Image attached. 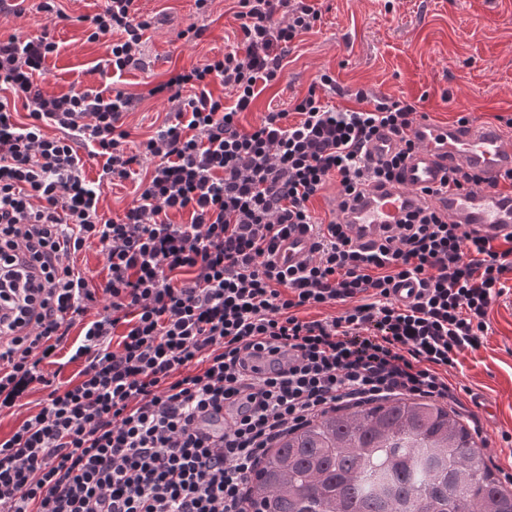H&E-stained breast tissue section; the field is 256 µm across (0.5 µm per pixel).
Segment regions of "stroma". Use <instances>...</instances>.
I'll use <instances>...</instances> for the list:
<instances>
[{
  "label": "stroma",
  "instance_id": "obj_1",
  "mask_svg": "<svg viewBox=\"0 0 512 512\" xmlns=\"http://www.w3.org/2000/svg\"><path fill=\"white\" fill-rule=\"evenodd\" d=\"M39 0H23L21 13L0 11V38L35 37L51 30L59 52L46 63L43 87L51 93L73 88L137 97L123 118L130 148L154 136L171 110L150 96L169 71L199 66L240 45L242 32L235 0H210L198 12L195 0H139L155 17L147 31L142 68L120 79L97 71L104 46L86 40L81 16L99 11L105 0H62L69 19L51 25ZM321 18L291 47L280 82L264 89L239 125L248 131L268 108H288L307 94L318 74L336 79L341 95L332 101L356 107L354 90L365 89L415 103L418 112L442 122L459 116L497 125L512 118V0H316ZM205 26L204 36L188 43L178 33L189 23ZM483 346L464 350L448 377L469 389L461 400L480 419L482 452L494 467L512 473L503 432L512 433V279L488 310Z\"/></svg>",
  "mask_w": 512,
  "mask_h": 512
}]
</instances>
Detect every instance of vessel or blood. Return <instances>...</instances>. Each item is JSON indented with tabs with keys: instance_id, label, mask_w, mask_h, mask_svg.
<instances>
[{
	"instance_id": "b4317fda",
	"label": "vessel or blood",
	"mask_w": 512,
	"mask_h": 512,
	"mask_svg": "<svg viewBox=\"0 0 512 512\" xmlns=\"http://www.w3.org/2000/svg\"><path fill=\"white\" fill-rule=\"evenodd\" d=\"M415 147L401 165L400 177L375 184L347 201H333L339 222L349 225L351 236L369 242L389 234L415 208L433 207L447 215L450 223L462 224L483 234L512 233V197L503 196L496 184L512 169V138L502 130L476 122L441 125L418 118L413 126ZM402 145L387 131H379L367 145L371 160L386 159ZM475 171L480 186L435 195L449 169ZM312 241L302 233L283 240L277 252L282 266L295 267L310 256Z\"/></svg>"
}]
</instances>
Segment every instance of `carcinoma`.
I'll return each mask as SVG.
<instances>
[{
  "label": "carcinoma",
  "instance_id": "carcinoma-1",
  "mask_svg": "<svg viewBox=\"0 0 512 512\" xmlns=\"http://www.w3.org/2000/svg\"><path fill=\"white\" fill-rule=\"evenodd\" d=\"M250 484L256 512H512L470 427L410 398L325 413L288 433Z\"/></svg>",
  "mask_w": 512,
  "mask_h": 512
}]
</instances>
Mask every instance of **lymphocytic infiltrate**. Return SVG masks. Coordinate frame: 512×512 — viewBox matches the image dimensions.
<instances>
[{"instance_id":"1","label":"lymphocytic infiltrate","mask_w":512,"mask_h":512,"mask_svg":"<svg viewBox=\"0 0 512 512\" xmlns=\"http://www.w3.org/2000/svg\"><path fill=\"white\" fill-rule=\"evenodd\" d=\"M136 2L106 0L82 18L118 77L144 64L152 19ZM237 7L241 46L150 89L173 110L136 152L122 122L132 95L48 93L54 37L0 39V410L47 392L0 439V512H247L262 459L312 418L399 396L461 403L448 371L483 344L512 272V233L484 235L426 208L364 246L337 219L317 220L309 204L328 181L348 197L395 178L402 154L371 167L365 148L382 129L412 148L417 109L361 90L358 108L329 104L339 89L323 72L292 110L268 109L241 131L259 83L280 79L289 46L321 13L314 0ZM78 140L104 160L96 180ZM146 163L123 217L100 214L104 188ZM184 212L189 222L171 221ZM297 230L312 254L282 267L278 246ZM90 239L108 270L100 289L71 265ZM403 279L419 286L404 305L392 294ZM337 302V317L302 316ZM78 323L84 367L61 388L44 367Z\"/></svg>"}]
</instances>
